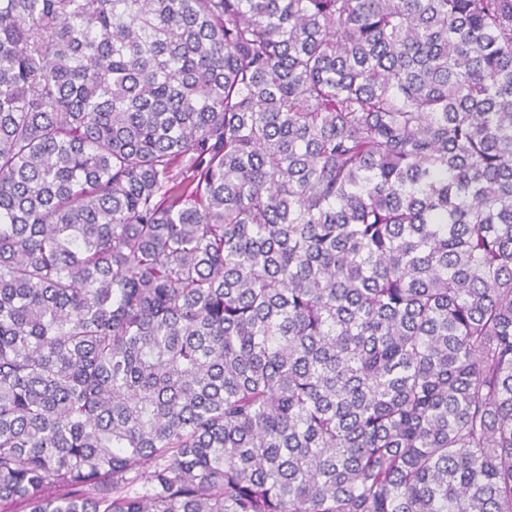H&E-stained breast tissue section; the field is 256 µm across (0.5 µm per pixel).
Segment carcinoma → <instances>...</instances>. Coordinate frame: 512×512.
<instances>
[{
    "mask_svg": "<svg viewBox=\"0 0 512 512\" xmlns=\"http://www.w3.org/2000/svg\"><path fill=\"white\" fill-rule=\"evenodd\" d=\"M13 501L512 512V0H0Z\"/></svg>",
    "mask_w": 512,
    "mask_h": 512,
    "instance_id": "obj_1",
    "label": "carcinoma"
}]
</instances>
